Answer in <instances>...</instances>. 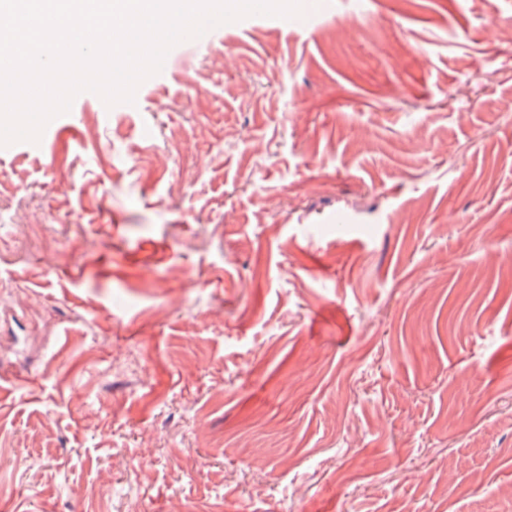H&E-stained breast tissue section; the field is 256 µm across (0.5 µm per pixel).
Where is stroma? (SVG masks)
<instances>
[{
  "label": "stroma",
  "instance_id": "stroma-1",
  "mask_svg": "<svg viewBox=\"0 0 512 512\" xmlns=\"http://www.w3.org/2000/svg\"><path fill=\"white\" fill-rule=\"evenodd\" d=\"M0 148V512H512V0H318Z\"/></svg>",
  "mask_w": 512,
  "mask_h": 512
}]
</instances>
